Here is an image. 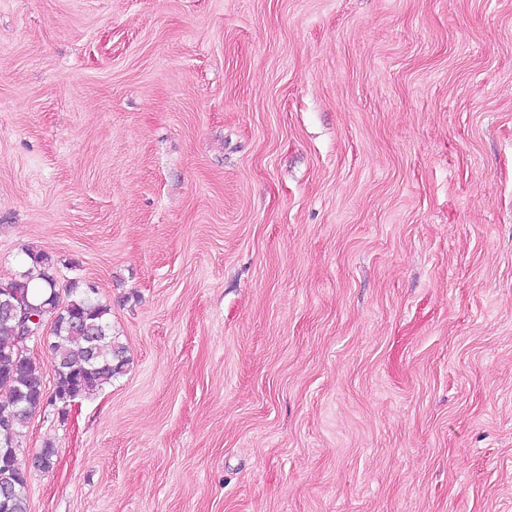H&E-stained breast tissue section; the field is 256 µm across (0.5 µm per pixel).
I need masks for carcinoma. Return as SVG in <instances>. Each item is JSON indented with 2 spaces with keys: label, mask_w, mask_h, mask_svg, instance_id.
Listing matches in <instances>:
<instances>
[{
  "label": "carcinoma",
  "mask_w": 512,
  "mask_h": 512,
  "mask_svg": "<svg viewBox=\"0 0 512 512\" xmlns=\"http://www.w3.org/2000/svg\"><path fill=\"white\" fill-rule=\"evenodd\" d=\"M28 269L20 277L0 283V404L9 402L7 418L0 417V512H29L28 471L17 464L20 439L29 420L47 404L61 405L103 389L123 375L129 364L126 348L112 335L111 307L101 303L97 290L72 281L61 302L54 261L42 250L27 253ZM50 318L48 336L55 384L47 391L43 366L30 354H20L16 341L20 312ZM56 448L47 443L32 458L37 471L50 472Z\"/></svg>",
  "instance_id": "cac0c4a2"
}]
</instances>
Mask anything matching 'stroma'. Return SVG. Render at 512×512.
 <instances>
[{
	"mask_svg": "<svg viewBox=\"0 0 512 512\" xmlns=\"http://www.w3.org/2000/svg\"><path fill=\"white\" fill-rule=\"evenodd\" d=\"M130 359L29 512H512V0H0V281Z\"/></svg>",
	"mask_w": 512,
	"mask_h": 512,
	"instance_id": "35a3bbf8",
	"label": "stroma"
}]
</instances>
